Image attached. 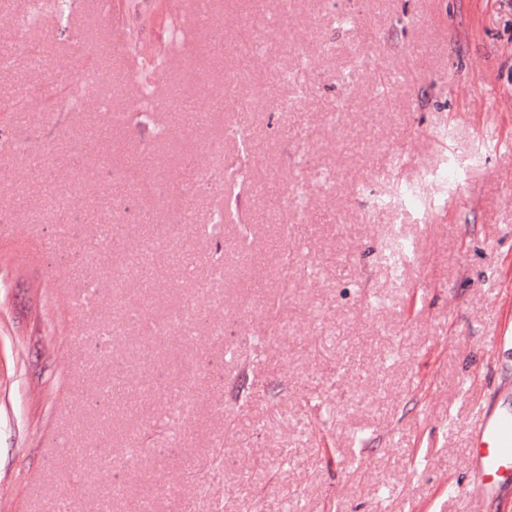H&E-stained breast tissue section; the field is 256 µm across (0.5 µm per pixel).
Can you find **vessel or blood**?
Here are the masks:
<instances>
[{"label": "vessel or blood", "instance_id": "obj_1", "mask_svg": "<svg viewBox=\"0 0 512 512\" xmlns=\"http://www.w3.org/2000/svg\"><path fill=\"white\" fill-rule=\"evenodd\" d=\"M470 493L475 512L512 485V412L487 406L471 431Z\"/></svg>", "mask_w": 512, "mask_h": 512}]
</instances>
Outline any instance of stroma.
<instances>
[{"mask_svg":"<svg viewBox=\"0 0 512 512\" xmlns=\"http://www.w3.org/2000/svg\"><path fill=\"white\" fill-rule=\"evenodd\" d=\"M25 7H0V512H469L468 431L512 386L492 341L512 326V0H211L222 38L185 42L157 85L200 119L148 129L122 116L167 0H112L120 33L82 0L17 49ZM237 126L249 224L225 225L214 280L208 145ZM130 169L174 180L169 202ZM410 181L405 218L380 195ZM117 200L144 231L177 225L195 280L158 250L150 293L114 288ZM390 224L418 252L394 273ZM189 306L191 334L165 333ZM181 362L199 377L171 429Z\"/></svg>","mask_w":512,"mask_h":512,"instance_id":"35a3bbf8","label":"stroma"}]
</instances>
